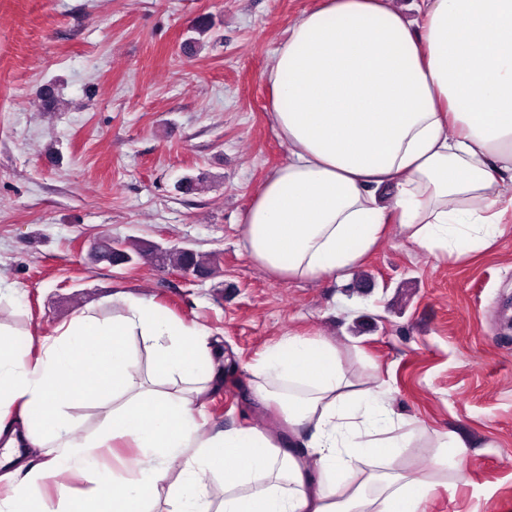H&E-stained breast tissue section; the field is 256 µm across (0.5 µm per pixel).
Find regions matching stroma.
<instances>
[{
	"mask_svg": "<svg viewBox=\"0 0 512 512\" xmlns=\"http://www.w3.org/2000/svg\"><path fill=\"white\" fill-rule=\"evenodd\" d=\"M315 2L0 0V323L39 338L80 310L111 315L119 291L154 300L223 346L204 408L222 427L274 421L247 398L246 367L269 346L327 339L354 381L425 428L396 465L440 482L430 512H512V230L457 258L392 224L336 280L287 283L249 257L246 209L287 158L263 73ZM201 17L214 36L194 35ZM104 235L212 254L219 272L91 263ZM449 430L466 444L461 482L432 470Z\"/></svg>",
	"mask_w": 512,
	"mask_h": 512,
	"instance_id": "1",
	"label": "stroma"
}]
</instances>
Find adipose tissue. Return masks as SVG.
Masks as SVG:
<instances>
[{"mask_svg": "<svg viewBox=\"0 0 512 512\" xmlns=\"http://www.w3.org/2000/svg\"><path fill=\"white\" fill-rule=\"evenodd\" d=\"M264 80L288 159L253 197L242 234L269 274L341 276L390 224L433 255L487 250L502 236L512 0H419L413 17L396 0H319L294 20ZM222 363L206 329L131 295L112 316L80 311L38 343L0 324V512L46 478L60 497L35 512H151L173 469L172 512H427L437 482L382 468L422 429L357 387L328 340L291 336L248 365L250 396L275 407L276 428L205 429ZM70 403L104 407L92 434ZM47 446L57 455L24 454ZM103 448L136 449L119 460L124 477L109 479ZM217 468L214 511L204 479ZM73 483L86 484L84 498L67 497Z\"/></svg>", "mask_w": 512, "mask_h": 512, "instance_id": "obj_1", "label": "adipose tissue"}]
</instances>
